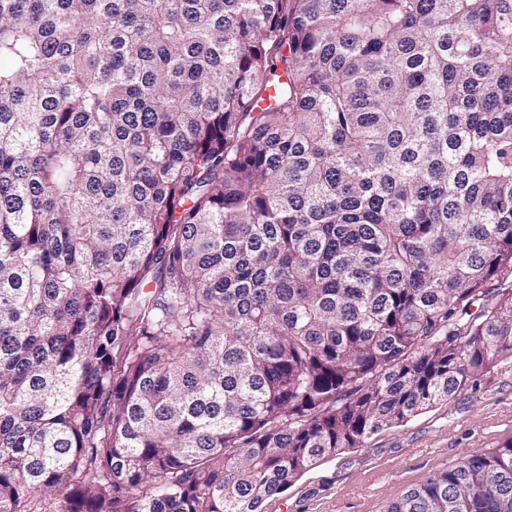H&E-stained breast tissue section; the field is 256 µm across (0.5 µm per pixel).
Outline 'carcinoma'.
<instances>
[{
	"mask_svg": "<svg viewBox=\"0 0 512 512\" xmlns=\"http://www.w3.org/2000/svg\"><path fill=\"white\" fill-rule=\"evenodd\" d=\"M506 271L512 0H0V512H263L512 358ZM450 498L512 441L382 512Z\"/></svg>",
	"mask_w": 512,
	"mask_h": 512,
	"instance_id": "carcinoma-1",
	"label": "carcinoma"
}]
</instances>
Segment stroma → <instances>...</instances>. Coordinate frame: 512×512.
Wrapping results in <instances>:
<instances>
[{
    "label": "stroma",
    "instance_id": "1",
    "mask_svg": "<svg viewBox=\"0 0 512 512\" xmlns=\"http://www.w3.org/2000/svg\"><path fill=\"white\" fill-rule=\"evenodd\" d=\"M511 441L512 359H507L473 387L406 424L320 462L268 499L264 512H382L405 490L467 454Z\"/></svg>",
    "mask_w": 512,
    "mask_h": 512
}]
</instances>
